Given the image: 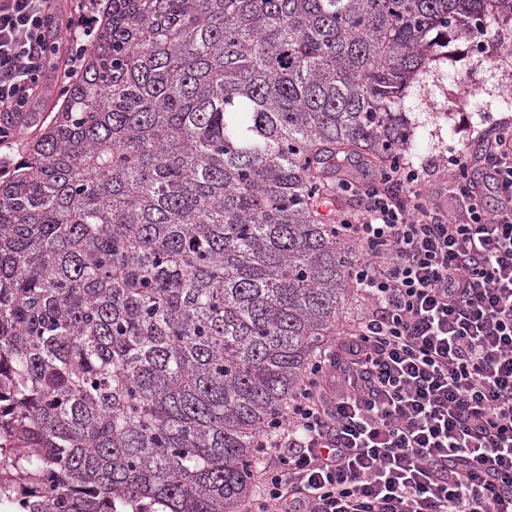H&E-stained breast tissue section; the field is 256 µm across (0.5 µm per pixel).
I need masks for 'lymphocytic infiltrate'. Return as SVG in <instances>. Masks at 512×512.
<instances>
[{
    "mask_svg": "<svg viewBox=\"0 0 512 512\" xmlns=\"http://www.w3.org/2000/svg\"><path fill=\"white\" fill-rule=\"evenodd\" d=\"M74 24L0 0V113L69 78ZM484 141L479 177L448 158L451 213L410 163L363 187L344 227L363 309L261 434L243 512H512V124Z\"/></svg>",
    "mask_w": 512,
    "mask_h": 512,
    "instance_id": "1",
    "label": "lymphocytic infiltrate"
}]
</instances>
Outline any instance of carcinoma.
<instances>
[{
	"label": "carcinoma",
	"instance_id": "obj_1",
	"mask_svg": "<svg viewBox=\"0 0 512 512\" xmlns=\"http://www.w3.org/2000/svg\"><path fill=\"white\" fill-rule=\"evenodd\" d=\"M63 101L0 175V497L240 512L258 440L359 302L322 211L415 147L448 41L512 0H91Z\"/></svg>",
	"mask_w": 512,
	"mask_h": 512
}]
</instances>
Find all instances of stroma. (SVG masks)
<instances>
[{
	"label": "stroma",
	"mask_w": 512,
	"mask_h": 512,
	"mask_svg": "<svg viewBox=\"0 0 512 512\" xmlns=\"http://www.w3.org/2000/svg\"><path fill=\"white\" fill-rule=\"evenodd\" d=\"M512 89V66L505 68L480 56L463 52L451 42L446 60L421 74L404 100V110L415 123L414 166L425 167L424 193L430 204L447 211L448 158L475 155L479 133L501 119L512 120V109L501 101Z\"/></svg>",
	"instance_id": "1"
}]
</instances>
